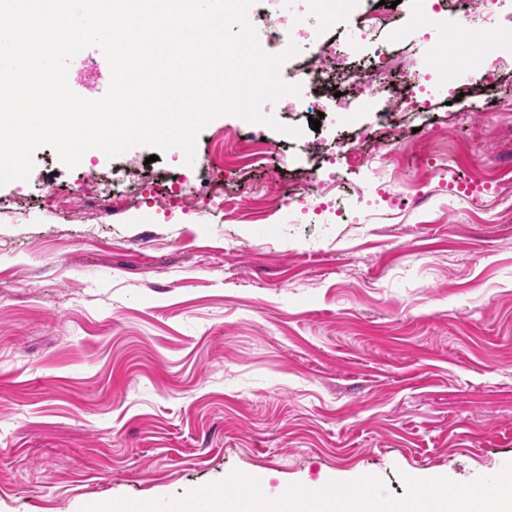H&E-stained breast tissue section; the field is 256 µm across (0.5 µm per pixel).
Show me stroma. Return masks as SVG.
Segmentation results:
<instances>
[{
  "mask_svg": "<svg viewBox=\"0 0 512 512\" xmlns=\"http://www.w3.org/2000/svg\"><path fill=\"white\" fill-rule=\"evenodd\" d=\"M426 8L401 0L377 35L422 66L406 34ZM460 91L404 116L410 142L512 187V112L473 75ZM228 128L268 145L230 191L284 193L318 165L224 115L194 169L137 146L70 170L45 147L28 181L0 187V512L169 498L235 470L268 497L367 475L401 496L407 476L466 483L512 462V194L436 191L390 224L166 217L122 185L103 224L39 203L131 162L158 189L198 182Z\"/></svg>",
  "mask_w": 512,
  "mask_h": 512,
  "instance_id": "obj_1",
  "label": "stroma"
}]
</instances>
